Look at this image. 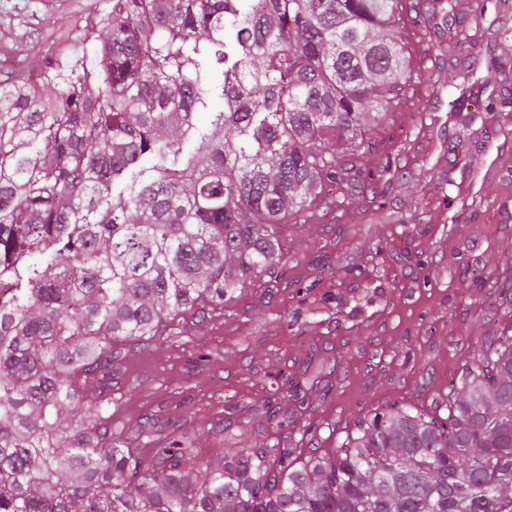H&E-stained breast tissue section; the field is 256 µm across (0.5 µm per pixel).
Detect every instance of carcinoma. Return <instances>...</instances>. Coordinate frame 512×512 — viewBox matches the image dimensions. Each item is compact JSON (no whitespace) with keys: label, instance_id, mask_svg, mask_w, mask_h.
Returning a JSON list of instances; mask_svg holds the SVG:
<instances>
[{"label":"carcinoma","instance_id":"obj_1","mask_svg":"<svg viewBox=\"0 0 512 512\" xmlns=\"http://www.w3.org/2000/svg\"><path fill=\"white\" fill-rule=\"evenodd\" d=\"M260 2L110 0L75 57L0 80V512H512V326L476 339L446 416L382 405L322 455L285 442L294 413L214 461L189 417L114 418L116 348L177 343L282 268L278 226L374 191L391 156L359 149L433 93L412 0ZM315 379L275 397L305 410Z\"/></svg>","mask_w":512,"mask_h":512}]
</instances>
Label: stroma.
I'll use <instances>...</instances> for the list:
<instances>
[{"mask_svg":"<svg viewBox=\"0 0 512 512\" xmlns=\"http://www.w3.org/2000/svg\"><path fill=\"white\" fill-rule=\"evenodd\" d=\"M457 29L478 54L428 69L438 87L431 115L413 130L403 101L387 134L407 137L389 183L353 197L343 215L284 224L288 266L267 287L237 294L229 312L187 327L183 345L131 349L112 377L118 413L137 428L145 413L177 414L190 396L196 424L222 422L262 444L273 425L263 411L285 377L316 372L305 454L340 447L367 411L384 403L429 409L447 395L473 338L512 323V109L482 112L470 124L449 103L466 95L484 107L512 87V0H453ZM108 0H0V71L18 76L75 51L89 14ZM450 174L452 186L428 176ZM420 204L419 223L392 214ZM211 361L192 366L200 352Z\"/></svg>","mask_w":512,"mask_h":512,"instance_id":"stroma-1","label":"stroma"}]
</instances>
